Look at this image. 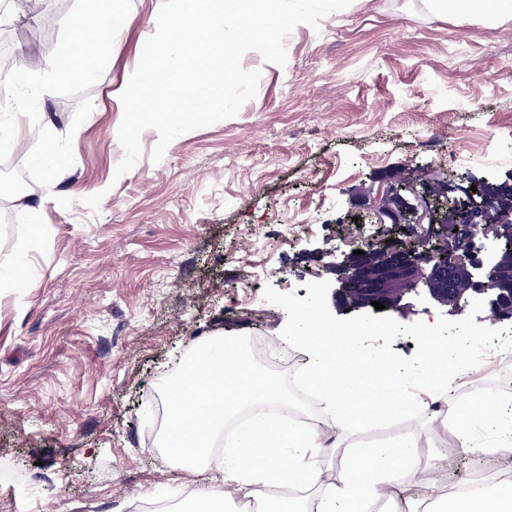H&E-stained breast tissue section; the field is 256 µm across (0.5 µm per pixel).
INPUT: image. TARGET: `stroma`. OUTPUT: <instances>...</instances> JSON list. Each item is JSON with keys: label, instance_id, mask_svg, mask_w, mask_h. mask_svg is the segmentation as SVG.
I'll list each match as a JSON object with an SVG mask.
<instances>
[{"label": "stroma", "instance_id": "1", "mask_svg": "<svg viewBox=\"0 0 512 512\" xmlns=\"http://www.w3.org/2000/svg\"><path fill=\"white\" fill-rule=\"evenodd\" d=\"M162 0H115L123 23L97 76L64 63L56 94L34 105L19 145L33 183L0 223V512H131L165 486L190 492L217 467L183 472L151 445L158 394L205 337L280 343L285 310L265 286L298 298L336 282L330 265L362 239L396 179L444 190L461 173L512 180V13L437 11L431 0H352L319 28L297 26L287 63L247 52L261 72L237 116L177 137L153 161L155 130L125 174L121 94L157 28ZM0 14V36L41 56L69 41L85 0H39ZM25 268L29 288H14ZM461 310L404 295L402 324ZM493 390L512 398V360L453 380L455 406ZM440 416L401 433L435 439L449 482L483 460L438 444Z\"/></svg>", "mask_w": 512, "mask_h": 512}]
</instances>
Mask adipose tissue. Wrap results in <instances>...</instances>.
Masks as SVG:
<instances>
[{"label": "adipose tissue", "mask_w": 512, "mask_h": 512, "mask_svg": "<svg viewBox=\"0 0 512 512\" xmlns=\"http://www.w3.org/2000/svg\"><path fill=\"white\" fill-rule=\"evenodd\" d=\"M118 19L112 0H96L91 14L71 19L73 31L91 24L98 32L82 76H93L109 53ZM162 394L168 404L159 444L173 462L190 470L205 466L214 439L224 440L221 478L182 497L179 512H234L231 503L240 498L253 500L254 512H281L268 488L273 464L283 459L303 478L304 494L293 500L292 512H381L385 507L391 512H512V494L486 486L471 494L430 486L417 499L400 498L417 471L411 440L356 449L352 463L327 477L322 467L327 435L264 411V404L281 400L282 393L244 339L222 336L205 342L179 381L164 386ZM451 420L461 451L479 447L512 459L511 401L488 392L455 410Z\"/></svg>", "instance_id": "1"}]
</instances>
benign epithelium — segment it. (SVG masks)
Listing matches in <instances>:
<instances>
[{"label": "benign epithelium", "instance_id": "7a95c632", "mask_svg": "<svg viewBox=\"0 0 512 512\" xmlns=\"http://www.w3.org/2000/svg\"><path fill=\"white\" fill-rule=\"evenodd\" d=\"M467 180L468 175L462 174L459 184H450L443 191L449 201L445 209L432 206L436 191L427 184L421 183L417 187L408 182L398 184L386 204L376 211L375 218L380 225L389 223L404 228L412 238L414 249L394 250L384 257L382 263L376 264L370 261V255L376 248L374 242L369 240L358 246L364 254L351 253L344 263L336 265V269L342 271L340 286H345L350 278L363 281L368 292L361 307L368 308L371 302L379 301L386 305V309L392 310L397 307L403 294L414 290L421 280L426 284L430 298L438 299L437 273L451 262L468 270L472 276L477 270H486L485 279L476 281L472 299L482 300L492 317H501L504 298L496 288L499 275L498 240L511 232L512 227L501 225L491 244L476 243L478 225L474 221L484 219L488 207L475 198L451 196ZM403 192L417 196L420 208L407 212L402 221L400 214L395 211L394 198ZM450 240L453 241L451 245L448 244Z\"/></svg>", "mask_w": 512, "mask_h": 512}]
</instances>
